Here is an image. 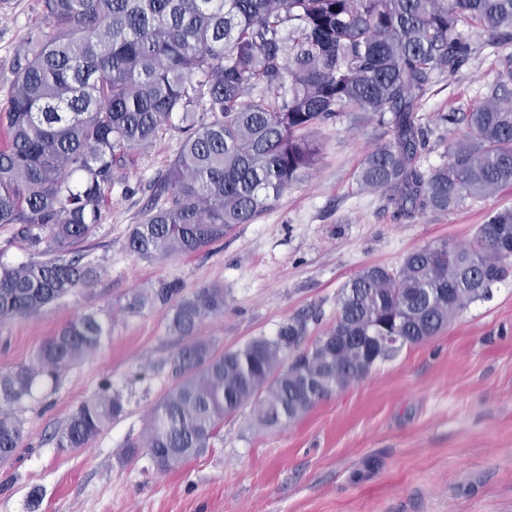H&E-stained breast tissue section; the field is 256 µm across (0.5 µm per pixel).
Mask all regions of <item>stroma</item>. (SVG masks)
Returning a JSON list of instances; mask_svg holds the SVG:
<instances>
[{"mask_svg": "<svg viewBox=\"0 0 512 512\" xmlns=\"http://www.w3.org/2000/svg\"><path fill=\"white\" fill-rule=\"evenodd\" d=\"M34 29L52 31L41 0H0V108L16 52ZM468 37L475 54L423 101L427 169L445 164L464 132L438 114L469 111L493 94L512 101L502 69L512 45ZM311 138L316 163L272 209L192 255L154 261L131 256L125 237L180 136L167 132L136 152L132 194L113 193L84 245L105 275L34 316L0 324L5 371L29 362L76 317L112 314L103 346L45 381L22 410L23 442L0 463V512H512V277L437 336L377 363L295 423L259 428L244 409L225 419L222 441L175 469L158 471L144 449L125 461L123 444L144 430L172 386L167 360L183 343L168 330L166 308L125 312L138 289L161 279L179 280L188 295L223 286V314L199 330L220 352L274 336L302 316L310 344L334 321L344 283L363 268H396L409 252L444 241L473 242L490 214L512 209L509 186L455 210L401 216L388 193L356 180L365 156L388 139L375 117L347 112ZM106 383L123 392L125 415L88 447L60 451L55 433Z\"/></svg>", "mask_w": 512, "mask_h": 512, "instance_id": "1", "label": "stroma"}]
</instances>
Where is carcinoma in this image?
I'll return each mask as SVG.
<instances>
[{
  "mask_svg": "<svg viewBox=\"0 0 512 512\" xmlns=\"http://www.w3.org/2000/svg\"><path fill=\"white\" fill-rule=\"evenodd\" d=\"M50 35L18 54L0 109V224L36 251L0 259V323L95 286L104 266L79 245L112 193L134 192V152L170 128L175 159L125 241L137 259L197 252L271 209L317 160L309 130L358 109L390 128L362 161L358 185L390 192L400 212H445L512 185V103L491 96L440 116L465 124L449 160L425 172L428 129L418 115L435 79L453 76L476 47L467 26L512 42V0H42ZM512 274V210L489 216L474 242L419 248L397 268L368 267L346 282L325 335L302 346L307 318L216 353L198 336L224 313V287L182 295L177 280L135 292L125 310L169 308L187 339L169 358L175 378L124 455L146 448L169 471L213 447L245 406L263 427L286 426L370 375L363 339L387 325L417 345ZM112 318L82 314L26 364L0 371V461L23 437L19 415L45 379L56 381L111 336ZM107 384L55 435L87 447L125 413Z\"/></svg>",
  "mask_w": 512,
  "mask_h": 512,
  "instance_id": "carcinoma-1",
  "label": "carcinoma"
}]
</instances>
